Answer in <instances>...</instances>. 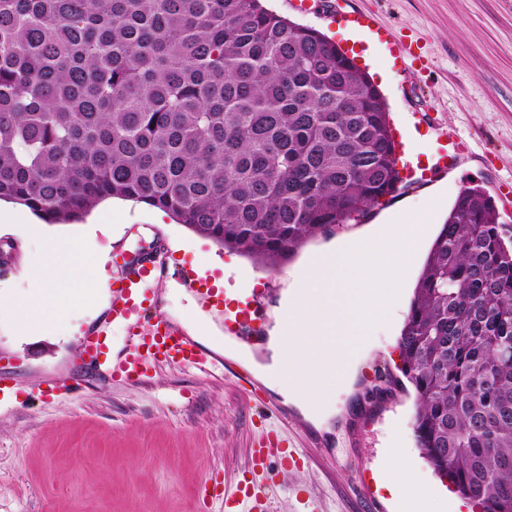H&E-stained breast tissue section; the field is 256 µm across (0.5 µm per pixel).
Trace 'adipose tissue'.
<instances>
[{
  "instance_id": "obj_1",
  "label": "adipose tissue",
  "mask_w": 512,
  "mask_h": 512,
  "mask_svg": "<svg viewBox=\"0 0 512 512\" xmlns=\"http://www.w3.org/2000/svg\"><path fill=\"white\" fill-rule=\"evenodd\" d=\"M427 230L410 214L372 235L353 236L318 252L294 274L281 316L269 330L267 359L236 340L226 351L246 362L272 391L298 410L319 431L335 417L336 385H353L371 349L375 320L397 326L403 319L401 297L412 258ZM39 289L28 301L45 328L65 315L64 298L74 283L93 280L84 264L45 258L36 271Z\"/></svg>"
}]
</instances>
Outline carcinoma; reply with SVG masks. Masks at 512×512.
<instances>
[{"instance_id": "obj_1", "label": "carcinoma", "mask_w": 512, "mask_h": 512, "mask_svg": "<svg viewBox=\"0 0 512 512\" xmlns=\"http://www.w3.org/2000/svg\"><path fill=\"white\" fill-rule=\"evenodd\" d=\"M383 97L261 0H0V202L49 224L120 198L274 269L400 181ZM397 349L434 472L512 512V228L459 192Z\"/></svg>"}]
</instances>
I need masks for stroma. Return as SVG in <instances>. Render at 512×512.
<instances>
[{
    "label": "stroma",
    "instance_id": "stroma-1",
    "mask_svg": "<svg viewBox=\"0 0 512 512\" xmlns=\"http://www.w3.org/2000/svg\"><path fill=\"white\" fill-rule=\"evenodd\" d=\"M371 15L379 47L352 40L351 25L332 21L320 0H263L267 9L324 33L366 69L389 108L396 131L419 130L414 146L430 154L441 145L427 113L447 136L467 141L456 166L432 181L398 185L368 215L308 239L280 268L266 271L246 257L220 249L156 208L119 199L101 211V225L44 224L28 208L0 205V246L14 257L0 266V289L27 296L46 254L67 261L72 237L93 234L98 253L108 255L115 276L125 255L162 242L169 271L155 290L156 310L178 324L193 291L180 270L213 257L212 278L227 291L253 293L273 323L290 272L341 233H365L395 208L411 209L417 223L429 212V187L445 189L453 202L472 183L492 188L512 177V0H351ZM421 48L422 71L401 70L392 38ZM106 313L92 306L86 288H76L69 311L52 336L41 335L42 316L32 309L0 310V512H220L201 491L211 480H234L248 471L252 449L277 431L302 459H271L277 474L264 501L266 512H366L369 493L385 512H394L375 471L385 467L389 448L412 449L411 475L424 490L419 512H436L447 491L420 453L413 432L415 396L387 352L385 324L375 328V345L365 356L351 392L342 394V413L332 433L314 430L243 363L234 374L177 364L158 367L144 384L110 376L84 353V337ZM394 387L371 399L377 375Z\"/></svg>",
    "mask_w": 512,
    "mask_h": 512
}]
</instances>
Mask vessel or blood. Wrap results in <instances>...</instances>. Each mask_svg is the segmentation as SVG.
I'll return each mask as SVG.
<instances>
[{
    "instance_id": "vessel-or-blood-1",
    "label": "vessel or blood",
    "mask_w": 512,
    "mask_h": 512,
    "mask_svg": "<svg viewBox=\"0 0 512 512\" xmlns=\"http://www.w3.org/2000/svg\"><path fill=\"white\" fill-rule=\"evenodd\" d=\"M463 141L452 139L447 150L426 161L414 158L404 168L405 178L415 176L431 179L447 171L460 152ZM168 268L167 254L124 262L112 283V296L107 315L96 334L88 338L84 352L92 358H103L110 371L132 383L144 382L150 369L163 362L217 364L216 356L203 352L193 340L156 313L154 285L159 273ZM211 309L224 317V325L232 332L257 333L256 307L252 297L206 293ZM125 325L127 340L120 349L108 347L104 341L113 324ZM225 512H260L262 499L254 481L243 479L233 489L217 494Z\"/></svg>"
}]
</instances>
